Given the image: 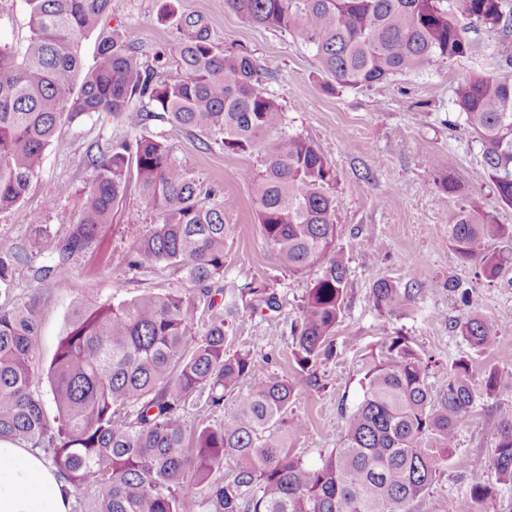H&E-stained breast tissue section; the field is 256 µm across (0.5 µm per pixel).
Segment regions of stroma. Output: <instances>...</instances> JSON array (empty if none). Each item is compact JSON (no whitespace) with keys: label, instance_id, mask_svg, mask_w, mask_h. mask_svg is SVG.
<instances>
[{"label":"stroma","instance_id":"1","mask_svg":"<svg viewBox=\"0 0 512 512\" xmlns=\"http://www.w3.org/2000/svg\"><path fill=\"white\" fill-rule=\"evenodd\" d=\"M107 28L135 31L137 44L160 78L177 71L174 48L203 29L220 49L248 50L262 88L282 106L291 132L327 154L333 176L327 192L336 200V248L349 268L342 316L334 333L335 354L312 372L300 370L293 356L292 321L319 274L318 268L294 275L281 269L257 222L252 178L256 155L205 149L201 135L154 119L141 135L164 136L173 153L216 198L232 207L226 221L232 233L226 243L224 276L212 287L224 308L230 350L248 351L254 363L271 376L290 381L295 400L288 411L294 434L293 452L307 464L319 465L336 446L346 420L363 398V378L382 344L405 336L429 363L428 382L440 390L459 360H468L475 378L498 367L512 372V268L493 280L478 276L474 265L456 260L448 246V212L482 202L499 224L512 226V207L500 202L484 169V145L463 124L448 83L449 69L462 74H505L503 59L512 41L498 34L467 29L479 46L471 57L440 61L396 75L369 88L328 92L315 51L296 36L250 24L225 10L224 0H112ZM121 118L90 114L63 124L46 150L43 168L25 199L0 213V237L26 244L30 214L44 210L46 243L65 235L75 220L73 204L58 198L61 187H78L91 175L83 163L87 146L128 137ZM453 169L460 189L448 193L436 180ZM157 213L143 199L136 180H129L111 223L65 270L37 282L18 275L10 289L0 290V306L31 303L39 328L33 391L47 414H54L47 372L76 308L117 304L148 293L187 285L182 271L161 265L138 271L125 268L135 232L148 231ZM409 297L393 309L378 307L371 293L375 277ZM266 281L280 307L271 310L248 291L251 282ZM471 290L464 305L448 290L449 281ZM476 311L500 328L493 346L471 348L454 328L456 320ZM512 409V387L492 398L478 396L459 429L429 491L408 506V512H455L474 473L488 471L503 411Z\"/></svg>","mask_w":512,"mask_h":512}]
</instances>
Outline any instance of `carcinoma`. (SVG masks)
Listing matches in <instances>:
<instances>
[{
  "mask_svg": "<svg viewBox=\"0 0 512 512\" xmlns=\"http://www.w3.org/2000/svg\"><path fill=\"white\" fill-rule=\"evenodd\" d=\"M29 35L22 48L0 42V212L26 196L58 126L91 113L123 118L131 131L158 116L202 144L232 154L256 153L257 219L278 263L292 274L319 266L294 327L296 363L307 371L333 354L348 267L336 250V201L324 186L332 168L314 142L287 130L286 115L260 86L251 55L220 51L198 32L176 47L179 70L156 79L132 33L100 31L98 64L86 69L80 41L98 29L112 0H25ZM246 22L296 34L315 49L336 87H370L440 60L470 57L475 43L461 20L512 36V0H224ZM459 116L484 145V167L502 203L512 206V78L462 76L448 70ZM84 162L92 179L59 196L75 201L70 232L55 240L49 264L33 258L40 234L22 248L0 238V286L17 271L43 281L86 251L112 221L127 180L161 220L128 253V269L163 263L186 272L190 286L130 302L73 312L49 371L57 416L47 417L32 390L36 311L0 307V441L43 448L74 491L98 497L85 512H407L432 486L477 397L460 360L437 393L429 365L405 336L385 342L364 377V395L336 448L317 468L293 454L288 408L294 386L259 371L246 352L226 349L224 313L210 283L224 276V215L229 200L204 202L199 181L166 140L134 136L107 149L94 142ZM512 230L477 201L448 211V244L463 263L494 279L512 254L486 243ZM377 305L402 296L388 280L372 284ZM211 315L195 333L203 312ZM454 329L477 350L498 331L471 311ZM244 380L247 392L224 408V393ZM512 385L491 368L489 397ZM193 408L199 427L184 414ZM223 419L210 423L216 411ZM229 478L214 476L224 459ZM512 484V410L504 411L490 472L471 477L456 512H472L498 485Z\"/></svg>",
  "mask_w": 512,
  "mask_h": 512,
  "instance_id": "cac0c4a2",
  "label": "carcinoma"
}]
</instances>
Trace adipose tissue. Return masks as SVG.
I'll return each mask as SVG.
<instances>
[{
  "label": "adipose tissue",
  "mask_w": 512,
  "mask_h": 512,
  "mask_svg": "<svg viewBox=\"0 0 512 512\" xmlns=\"http://www.w3.org/2000/svg\"><path fill=\"white\" fill-rule=\"evenodd\" d=\"M73 489L42 453L0 441V512H72Z\"/></svg>",
  "instance_id": "ef3b65f1"
}]
</instances>
